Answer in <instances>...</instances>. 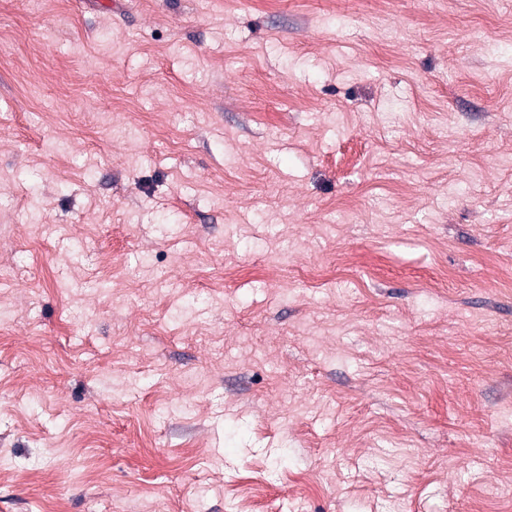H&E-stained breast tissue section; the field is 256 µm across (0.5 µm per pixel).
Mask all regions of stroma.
I'll return each mask as SVG.
<instances>
[{"label":"stroma","mask_w":512,"mask_h":512,"mask_svg":"<svg viewBox=\"0 0 512 512\" xmlns=\"http://www.w3.org/2000/svg\"><path fill=\"white\" fill-rule=\"evenodd\" d=\"M512 0H0V512H512Z\"/></svg>","instance_id":"1"}]
</instances>
